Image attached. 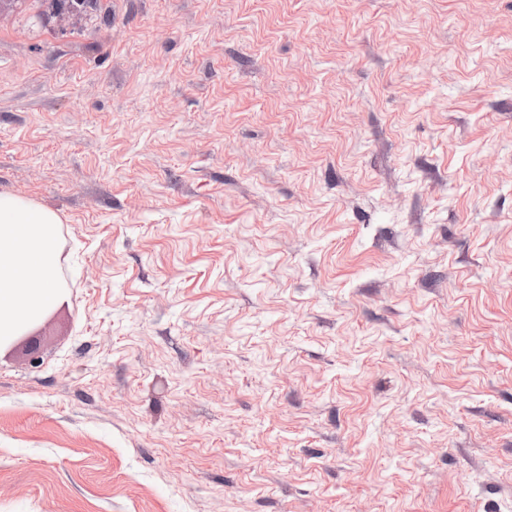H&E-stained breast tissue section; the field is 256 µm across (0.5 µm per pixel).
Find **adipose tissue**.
Here are the masks:
<instances>
[{"label": "adipose tissue", "mask_w": 512, "mask_h": 512, "mask_svg": "<svg viewBox=\"0 0 512 512\" xmlns=\"http://www.w3.org/2000/svg\"><path fill=\"white\" fill-rule=\"evenodd\" d=\"M58 224L54 212L0 192V342L37 322L60 295Z\"/></svg>", "instance_id": "1"}]
</instances>
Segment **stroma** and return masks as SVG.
<instances>
[{
    "label": "stroma",
    "instance_id": "stroma-1",
    "mask_svg": "<svg viewBox=\"0 0 512 512\" xmlns=\"http://www.w3.org/2000/svg\"><path fill=\"white\" fill-rule=\"evenodd\" d=\"M0 192V512H512V0H6ZM58 216L0 192V342L37 322L60 296Z\"/></svg>",
    "mask_w": 512,
    "mask_h": 512
}]
</instances>
